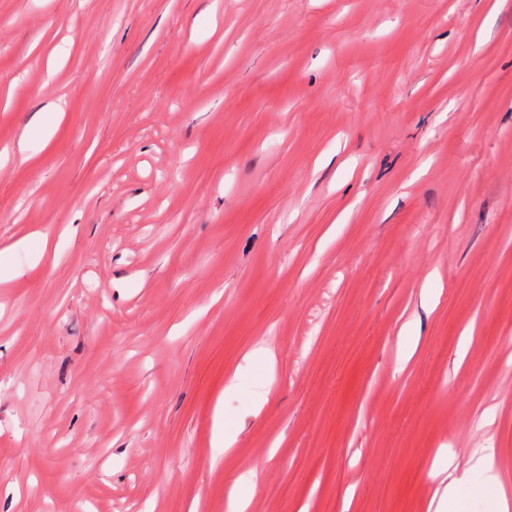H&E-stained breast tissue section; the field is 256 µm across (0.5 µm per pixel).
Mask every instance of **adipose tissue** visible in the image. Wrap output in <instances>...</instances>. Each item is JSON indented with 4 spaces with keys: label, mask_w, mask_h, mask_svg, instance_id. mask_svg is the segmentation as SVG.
<instances>
[{
    "label": "adipose tissue",
    "mask_w": 512,
    "mask_h": 512,
    "mask_svg": "<svg viewBox=\"0 0 512 512\" xmlns=\"http://www.w3.org/2000/svg\"><path fill=\"white\" fill-rule=\"evenodd\" d=\"M438 485L433 495L434 512H468L471 496L482 497L491 512H512L487 457L460 462L448 458L436 471Z\"/></svg>",
    "instance_id": "obj_1"
}]
</instances>
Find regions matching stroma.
<instances>
[{"instance_id": "35a3bbf8", "label": "stroma", "mask_w": 512, "mask_h": 512, "mask_svg": "<svg viewBox=\"0 0 512 512\" xmlns=\"http://www.w3.org/2000/svg\"><path fill=\"white\" fill-rule=\"evenodd\" d=\"M2 244L0 512L512 499V0H0ZM479 472L484 476L483 486H470L471 475ZM438 485L431 499L428 511L437 502L434 512H466L470 507V496L482 497L492 512H509L510 504L505 496L492 464L486 456L473 462V457L461 465L455 456H449L435 473ZM258 474L256 470H251L246 474H242L235 482L231 499V512H246L250 497L240 494V489L247 487L252 495L256 488V480Z\"/></svg>"}]
</instances>
